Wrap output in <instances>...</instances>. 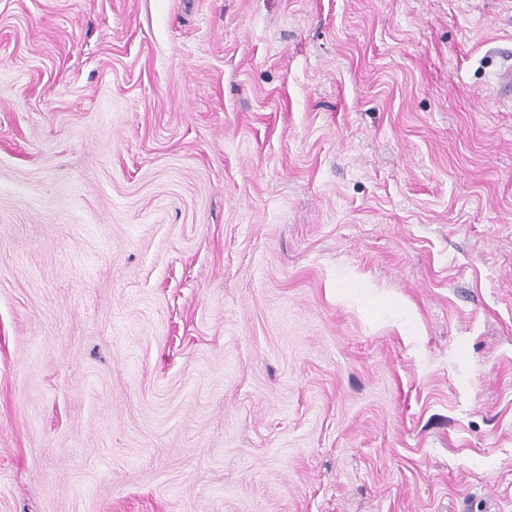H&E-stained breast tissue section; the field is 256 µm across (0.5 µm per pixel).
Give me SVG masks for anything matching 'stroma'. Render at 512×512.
<instances>
[{
    "label": "stroma",
    "mask_w": 512,
    "mask_h": 512,
    "mask_svg": "<svg viewBox=\"0 0 512 512\" xmlns=\"http://www.w3.org/2000/svg\"><path fill=\"white\" fill-rule=\"evenodd\" d=\"M512 0H0V512H512ZM494 93L503 104L512 100V53L502 58L501 66L494 74Z\"/></svg>",
    "instance_id": "35a3bbf8"
}]
</instances>
